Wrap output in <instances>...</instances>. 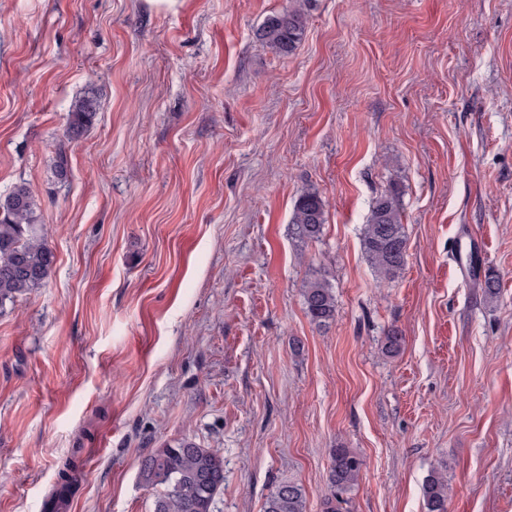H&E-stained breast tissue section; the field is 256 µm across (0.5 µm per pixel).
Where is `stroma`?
<instances>
[{
  "instance_id": "35a3bbf8",
  "label": "stroma",
  "mask_w": 512,
  "mask_h": 512,
  "mask_svg": "<svg viewBox=\"0 0 512 512\" xmlns=\"http://www.w3.org/2000/svg\"><path fill=\"white\" fill-rule=\"evenodd\" d=\"M288 4L0 0V194L29 184L55 254L0 312V512H56L68 464L65 512H153L141 462L184 437L224 459L214 512L288 481L320 512L339 446L364 460L348 512H426L435 466L448 512H512V0H310L279 57L255 33ZM393 182L385 281L361 232ZM97 116V100L93 90L76 99L69 110L67 139L75 141L85 135ZM402 195L396 183L373 197L361 233L363 252L374 271L395 278L406 264L408 239L402 223ZM294 236L307 243L318 240L326 224V203L320 194L308 189L295 201L290 220ZM306 313L316 325H329L336 317V295L326 277L315 278L303 289ZM450 490L445 469L440 466L433 467L423 484L427 512H447Z\"/></svg>"
}]
</instances>
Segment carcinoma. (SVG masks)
<instances>
[{
	"label": "carcinoma",
	"instance_id": "cac0c4a2",
	"mask_svg": "<svg viewBox=\"0 0 512 512\" xmlns=\"http://www.w3.org/2000/svg\"><path fill=\"white\" fill-rule=\"evenodd\" d=\"M308 25L307 4L288 6L267 18L258 39L279 56L292 54L302 42ZM97 116L93 89L76 99L69 110L67 139L85 135ZM39 204L30 187L18 183L0 196V311L42 287L49 279L54 254L41 233ZM402 195L397 184L373 197L361 233L363 252L374 271L384 279L400 274L406 264L408 239L402 223ZM294 236L304 242L319 239L326 224V203L308 189L295 201L290 220ZM489 303L500 294L498 275L490 270L478 282ZM306 313L316 325H329L336 317V295L329 280L315 278L303 289ZM364 462L352 449L336 447L330 462V493L321 512H342L343 495L360 477ZM142 483L155 491L154 512H213L215 499L224 490V459L191 439L182 438L155 449L142 460ZM451 487L445 469L432 468L423 491L427 512H447ZM264 512H306L303 488L281 482L270 493Z\"/></svg>",
	"mask_w": 512,
	"mask_h": 512
}]
</instances>
